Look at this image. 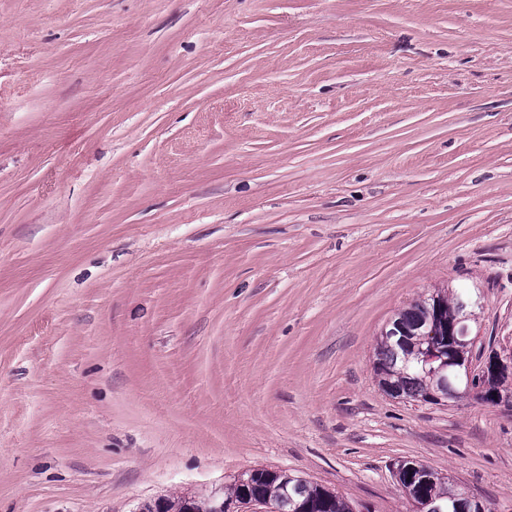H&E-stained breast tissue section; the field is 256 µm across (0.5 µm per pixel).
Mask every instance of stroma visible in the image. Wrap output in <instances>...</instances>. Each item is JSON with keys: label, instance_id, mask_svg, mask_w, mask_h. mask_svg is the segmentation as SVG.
Returning a JSON list of instances; mask_svg holds the SVG:
<instances>
[{"label": "stroma", "instance_id": "1", "mask_svg": "<svg viewBox=\"0 0 512 512\" xmlns=\"http://www.w3.org/2000/svg\"><path fill=\"white\" fill-rule=\"evenodd\" d=\"M512 348V0H0V512L252 468L512 512V407L393 399L434 286ZM427 472L419 474L418 471H403L397 481L402 493L415 508V512H436L433 507L440 506L441 512H458L450 500L456 496L458 487L451 482L448 476H444L432 468L426 466ZM452 507H448V506Z\"/></svg>", "mask_w": 512, "mask_h": 512}]
</instances>
